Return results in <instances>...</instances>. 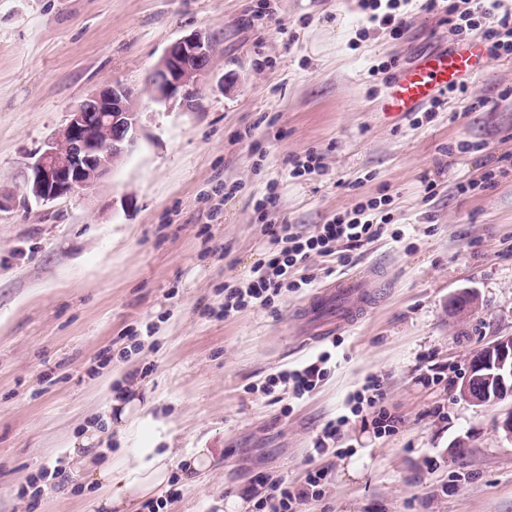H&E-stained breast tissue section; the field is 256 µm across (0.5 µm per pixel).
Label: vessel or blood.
Here are the masks:
<instances>
[{"instance_id":"vessel-or-blood-1","label":"vessel or blood","mask_w":512,"mask_h":512,"mask_svg":"<svg viewBox=\"0 0 512 512\" xmlns=\"http://www.w3.org/2000/svg\"><path fill=\"white\" fill-rule=\"evenodd\" d=\"M489 62L487 46L481 41L458 43L429 54L395 74L383 109L403 114L419 111L448 88L474 83ZM375 283L372 272L359 271L317 289L298 309L306 335L321 340L340 327L356 324L369 305Z\"/></svg>"}]
</instances>
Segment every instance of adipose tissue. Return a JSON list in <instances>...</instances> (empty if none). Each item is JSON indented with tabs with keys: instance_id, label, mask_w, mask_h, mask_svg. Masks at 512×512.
<instances>
[{
	"instance_id": "adipose-tissue-1",
	"label": "adipose tissue",
	"mask_w": 512,
	"mask_h": 512,
	"mask_svg": "<svg viewBox=\"0 0 512 512\" xmlns=\"http://www.w3.org/2000/svg\"><path fill=\"white\" fill-rule=\"evenodd\" d=\"M170 472L167 455L151 448H136L131 458L120 457L98 467L92 477L102 486L100 504L106 512H137L144 500L168 482Z\"/></svg>"
}]
</instances>
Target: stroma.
I'll return each instance as SVG.
<instances>
[{"mask_svg": "<svg viewBox=\"0 0 512 512\" xmlns=\"http://www.w3.org/2000/svg\"><path fill=\"white\" fill-rule=\"evenodd\" d=\"M401 13L395 38L365 24L360 0H0V184L20 183L30 155L104 85L136 89L142 110L137 148L95 191L0 213V512H28L25 477L68 459L90 428L101 434L96 465L129 448L170 453L181 495L165 512H218L231 494L255 512L262 479L299 484L316 466L329 480L296 512H512L501 408L459 394L469 357L512 334V97L501 95L512 58L477 77L485 108L456 98L419 124L384 112L391 74L377 65L403 69L451 43L418 0ZM195 30L220 37L223 59L199 109L166 110L147 77ZM310 151L319 171L291 176L290 159ZM498 166L507 175L482 188ZM467 181L476 190L459 193ZM383 195L378 239L347 248V263L315 255L305 269L320 284L373 268L361 321L304 343L294 312L304 289L218 318L225 287L263 258L268 225L312 234ZM461 288L479 306L458 318L448 297ZM149 323L155 333L130 361H100ZM325 350L328 374L302 399L256 393ZM132 371L154 422L122 436L108 428L112 384ZM372 377L398 429L350 418L339 449L311 458L316 435ZM196 448L215 464L189 483L181 460ZM99 497L77 471L37 512H100Z\"/></svg>", "mask_w": 512, "mask_h": 512, "instance_id": "stroma-1", "label": "stroma"}]
</instances>
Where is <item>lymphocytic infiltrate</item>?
Masks as SVG:
<instances>
[{"label":"lymphocytic infiltrate","instance_id":"f902f5d3","mask_svg":"<svg viewBox=\"0 0 512 512\" xmlns=\"http://www.w3.org/2000/svg\"><path fill=\"white\" fill-rule=\"evenodd\" d=\"M424 8L431 13L444 14L448 29L456 39L468 38L476 31L489 44L492 59L512 57V12L500 10L498 0H425ZM381 205L378 198L358 202L351 211L336 215L310 236L296 232L294 225L288 223L270 225L264 258L254 266L249 280L240 287L225 289L220 317L228 319L255 306L268 308L284 292L311 287V279H294V271L314 254L333 256L338 262H345V255L337 251L338 245L358 247L382 235L385 219ZM330 359V353L324 352L302 367L272 374L261 392L269 396L284 385L295 397H303L326 377ZM365 414L370 415L371 425L380 433L394 431L399 423L398 417L380 406L378 394L358 395L350 415L328 421L317 434L314 453L325 454L330 446L341 441L342 428L350 417ZM328 475V470L313 468L308 470L303 484L297 486L282 479L267 482L255 504L257 512H294L295 504L315 493Z\"/></svg>","mask_w":512,"mask_h":512}]
</instances>
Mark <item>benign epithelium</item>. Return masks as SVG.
I'll return each instance as SVG.
<instances>
[{
    "instance_id": "obj_1",
    "label": "benign epithelium",
    "mask_w": 512,
    "mask_h": 512,
    "mask_svg": "<svg viewBox=\"0 0 512 512\" xmlns=\"http://www.w3.org/2000/svg\"><path fill=\"white\" fill-rule=\"evenodd\" d=\"M218 53L207 30L171 43L150 74L147 91L153 101L168 110L197 109ZM140 129L139 93L117 81L104 86L74 107L67 123L31 157L19 189L0 186V211L32 201L52 204L96 189L136 149ZM478 305L472 289L448 298V311L456 316ZM459 394L475 406L498 404L512 394V335L497 337L469 358Z\"/></svg>"
}]
</instances>
